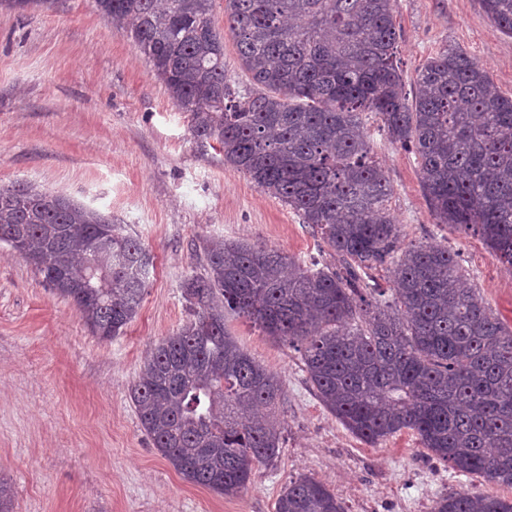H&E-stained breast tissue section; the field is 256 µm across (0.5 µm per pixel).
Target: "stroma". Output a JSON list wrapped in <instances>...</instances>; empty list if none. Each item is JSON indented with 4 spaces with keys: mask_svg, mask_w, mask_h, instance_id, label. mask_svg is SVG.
Listing matches in <instances>:
<instances>
[{
    "mask_svg": "<svg viewBox=\"0 0 512 512\" xmlns=\"http://www.w3.org/2000/svg\"><path fill=\"white\" fill-rule=\"evenodd\" d=\"M397 59L413 81L443 45L467 52L512 96V36L479 0H397ZM385 168L388 209L410 243L458 255L468 284L512 324V267L478 238L435 223L416 155L362 116ZM152 66L95 0H56L25 12L0 6V187L27 181L125 225L154 256L136 319L99 341L75 305L0 243V476L14 512H275L289 480L324 482L347 512H431L450 491L512 489L451 476L417 437L368 445L328 413L299 353L233 314L225 327L283 385L284 444L235 498L181 479L153 448L130 400L151 348L191 317L182 283L202 267L194 252L221 236L260 243L304 262L331 260L320 235L290 207L196 141Z\"/></svg>",
    "mask_w": 512,
    "mask_h": 512,
    "instance_id": "35a3bbf8",
    "label": "stroma"
}]
</instances>
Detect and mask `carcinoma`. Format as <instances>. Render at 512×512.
<instances>
[{
	"mask_svg": "<svg viewBox=\"0 0 512 512\" xmlns=\"http://www.w3.org/2000/svg\"><path fill=\"white\" fill-rule=\"evenodd\" d=\"M396 0H224L253 89L226 97L215 0H96L131 38L190 132L214 141L320 233L339 264L266 245H203L183 283L192 310L155 344L131 400L153 447L194 485L234 497L282 448L279 376L227 334L224 313L301 354L325 409L377 445L405 430L460 475L512 488V326L463 287L457 256L404 245L392 193L362 130L365 112L418 158L437 224L471 230L512 266V98L460 49L443 47L411 91L396 64ZM512 34V0H480ZM0 242L72 301L101 341L137 316L153 268L121 224L28 182L0 188ZM387 266L391 296L357 268ZM276 512H345L321 481L288 482ZM432 512H512V499L456 491Z\"/></svg>",
	"mask_w": 512,
	"mask_h": 512,
	"instance_id": "cac0c4a2",
	"label": "carcinoma"
}]
</instances>
